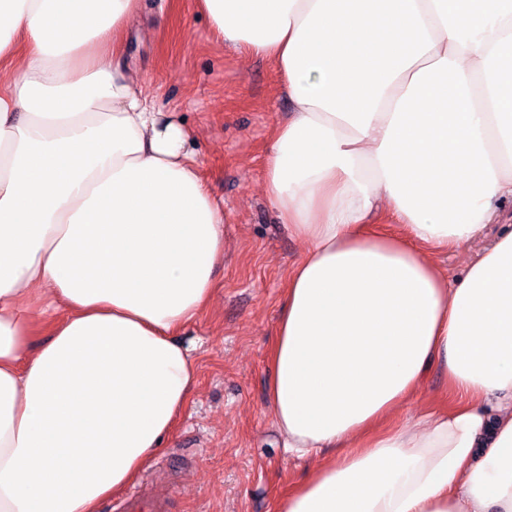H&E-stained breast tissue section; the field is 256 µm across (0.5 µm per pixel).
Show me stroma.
Listing matches in <instances>:
<instances>
[{
  "instance_id": "obj_1",
  "label": "stroma",
  "mask_w": 512,
  "mask_h": 512,
  "mask_svg": "<svg viewBox=\"0 0 512 512\" xmlns=\"http://www.w3.org/2000/svg\"><path fill=\"white\" fill-rule=\"evenodd\" d=\"M139 6L122 62L158 108L203 131L201 175L224 201L226 249L217 300L185 336L195 346L197 384L137 481L174 486L178 512H277L320 461L289 456L268 414V350L288 273L305 250L260 189L288 98L271 62L216 41L194 0H177L169 11L161 0ZM181 453L194 462L168 467Z\"/></svg>"
}]
</instances>
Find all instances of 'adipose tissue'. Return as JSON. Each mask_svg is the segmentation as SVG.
<instances>
[{
  "label": "adipose tissue",
  "mask_w": 512,
  "mask_h": 512,
  "mask_svg": "<svg viewBox=\"0 0 512 512\" xmlns=\"http://www.w3.org/2000/svg\"><path fill=\"white\" fill-rule=\"evenodd\" d=\"M139 0H0V512H97L196 383L224 204L122 67ZM290 103L261 190L306 249L268 351L278 512H512V0H195ZM402 235L374 231L380 219ZM450 250L457 276L427 249ZM448 403L403 408L434 365ZM492 207L497 211V224H489L487 226L484 236L480 238L474 246L476 250H481L485 246L489 245L504 227L512 225L511 199L495 201L492 203Z\"/></svg>",
  "instance_id": "adipose-tissue-1"
}]
</instances>
